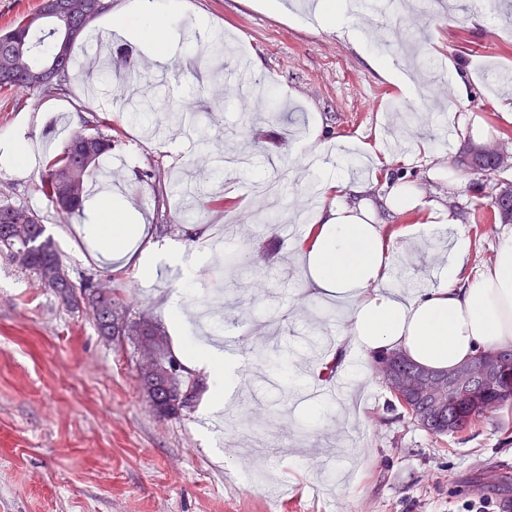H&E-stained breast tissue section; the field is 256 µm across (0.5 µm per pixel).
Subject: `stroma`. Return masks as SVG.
Returning a JSON list of instances; mask_svg holds the SVG:
<instances>
[{"label":"stroma","instance_id":"stroma-1","mask_svg":"<svg viewBox=\"0 0 512 512\" xmlns=\"http://www.w3.org/2000/svg\"><path fill=\"white\" fill-rule=\"evenodd\" d=\"M266 0H185L169 22L171 68L141 69L149 48L112 34L97 16L73 45L74 56L93 57L100 40L129 55L137 83L88 96L73 80L66 97L0 91V192L37 210L72 277L111 280L133 312L150 313L170 346L179 337H202L195 315L202 298L220 299L228 335H239L245 359L235 396L214 409L207 395L178 419L156 416L137 377L132 343L99 336L90 317L68 308L0 257V512H455L467 497L512 498V408L469 435L435 440L409 420L385 419L389 391L368 363L358 362L364 397L347 418L338 404H321L306 420L291 399H277L256 376L254 347L287 349L288 361L321 381L312 342L338 334L341 319L324 320L317 303L300 304L302 281L287 238L271 231L236 235L222 254L189 241L184 232L156 236L160 216L142 173L161 166L188 178L223 207L206 224L256 222L279 214L303 224L304 195L325 177L377 182L390 177L426 199L449 198L458 229L473 241L468 269H484L512 226L475 210L474 174L454 156L464 139L448 135L444 104L456 92L445 73L429 76L423 60L458 59L471 67L473 94L457 102V118L475 129L474 144L512 138L497 110L512 98L496 73H512V0H484L486 21H471V0H446L437 13L429 0H380L379 13L352 16L364 40L356 48L324 23H297L270 11ZM235 45L234 55L211 57L212 39ZM260 68H253L252 59ZM395 61L396 80L379 63ZM414 80L425 107L417 124L402 129L394 107L406 103L397 80ZM120 91L137 99L151 93L167 102L200 101L193 130L163 126L161 113L131 122L113 104ZM93 109L109 120L118 144L112 152L115 197L130 204L143 236L157 238L150 256L155 277L123 267L113 252L88 235L100 211L90 204L81 220L65 221L40 190L46 161L74 134L68 115ZM272 126L275 142L259 134ZM321 126L328 142L370 140L384 132L392 161L385 169L352 168L328 149L324 164L305 171L295 151L309 129ZM15 141L37 145L33 164L16 168L7 149ZM274 250L271 269L259 270L225 255L243 254L251 242ZM195 255L197 278L170 266L167 252ZM436 251L428 243L397 257L392 281L402 288L433 284ZM183 297L188 320L172 328L165 303ZM289 494L270 505L267 487Z\"/></svg>","mask_w":512,"mask_h":512}]
</instances>
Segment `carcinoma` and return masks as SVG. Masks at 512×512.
Segmentation results:
<instances>
[{
  "label": "carcinoma",
  "mask_w": 512,
  "mask_h": 512,
  "mask_svg": "<svg viewBox=\"0 0 512 512\" xmlns=\"http://www.w3.org/2000/svg\"><path fill=\"white\" fill-rule=\"evenodd\" d=\"M81 0H43L40 8L12 26L0 31V90L16 91L24 96L38 93L58 97L69 92L73 72L72 45L81 36L93 17H69V25L61 24L58 10L65 4ZM84 119L83 129L76 132L60 153L51 157L42 180L44 195L64 217L81 218L89 198V183L99 176L100 160L115 147L116 140L103 132L107 123L97 113ZM458 165L477 175L498 168L496 155L477 146H466L456 156ZM147 184L155 196L170 185L169 175L159 168L146 174ZM487 210L502 223H512V183L500 181L488 193ZM28 224L29 232L21 238L14 225ZM0 254L19 269L29 273L37 285L57 294L73 309H85L98 332L114 340H129L134 347L143 343L154 345L158 368L167 374L169 389L154 386L152 375L138 372L143 396L152 411L165 419H177L183 411L194 407L205 389L204 380L195 377L172 354L165 331L143 314H134L119 298L114 288L102 297L92 285L98 280L84 276L80 281H64L65 265L54 243L45 236L41 217L32 208L5 199L0 201ZM501 363L499 370L476 387L475 400L456 399L436 407L417 392L406 393V402L395 400L389 405L399 419L437 438L448 435V426L458 435L493 420L498 408L512 402V346L491 352ZM377 375L389 368L401 382L423 367L401 353H388L373 362Z\"/></svg>",
  "instance_id": "cac0c4a2"
}]
</instances>
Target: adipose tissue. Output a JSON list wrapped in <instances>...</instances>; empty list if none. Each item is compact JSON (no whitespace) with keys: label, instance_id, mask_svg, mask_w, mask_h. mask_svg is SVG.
I'll list each match as a JSON object with an SVG mask.
<instances>
[{"label":"adipose tissue","instance_id":"1","mask_svg":"<svg viewBox=\"0 0 512 512\" xmlns=\"http://www.w3.org/2000/svg\"><path fill=\"white\" fill-rule=\"evenodd\" d=\"M176 8V0H136L133 9L124 12L120 32L143 37L154 59L163 60L165 46L155 41L154 34ZM317 189L322 205L311 210L309 234L297 248L305 279L302 298L348 306L330 362L346 363L356 355L368 361L386 351L402 350L427 369L451 370L480 351L512 344L511 235L500 239L487 267L470 274L466 263L472 243L457 232L458 219L445 201L425 203L421 193L405 190L393 179L375 190L356 179L331 178ZM372 195L394 214L428 206L447 213L443 223L407 224L400 230L414 246L426 238L447 237L448 252L436 266L438 286L413 298L391 285L392 239L382 225L366 223L363 214ZM129 212L127 204L117 201L102 209L94 236L137 266L143 277H153L156 270L146 264L144 253L155 245L130 238ZM181 348L188 368L208 376L213 405L222 407L226 392L239 381L237 360L191 339L182 340Z\"/></svg>","mask_w":512,"mask_h":512}]
</instances>
